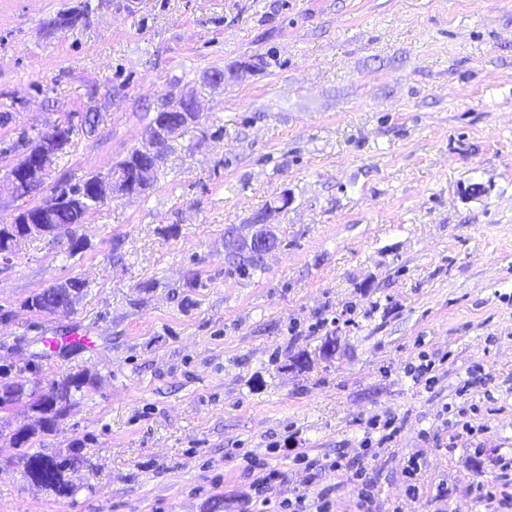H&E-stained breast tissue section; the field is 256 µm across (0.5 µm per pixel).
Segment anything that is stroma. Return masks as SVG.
I'll use <instances>...</instances> for the list:
<instances>
[{"label":"stroma","mask_w":512,"mask_h":512,"mask_svg":"<svg viewBox=\"0 0 512 512\" xmlns=\"http://www.w3.org/2000/svg\"><path fill=\"white\" fill-rule=\"evenodd\" d=\"M188 94L199 123L153 188L90 212L80 254L33 236L0 257V383L90 378L29 441L77 458L71 495L26 480L6 434L36 416L0 410V512H254L252 464L279 500L301 452L333 512H359L361 467L401 501L412 456L414 512H476L512 453V0H0V224L108 174ZM58 125L41 187L13 193L21 132ZM284 195L263 270L229 274ZM73 275V308L26 307ZM76 331L93 347L46 344ZM425 355L429 389L404 373ZM473 371L474 438L444 416ZM375 414L403 424L378 455Z\"/></svg>","instance_id":"obj_1"}]
</instances>
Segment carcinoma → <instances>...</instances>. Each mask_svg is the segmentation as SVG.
Listing matches in <instances>:
<instances>
[{"label":"carcinoma","mask_w":512,"mask_h":512,"mask_svg":"<svg viewBox=\"0 0 512 512\" xmlns=\"http://www.w3.org/2000/svg\"><path fill=\"white\" fill-rule=\"evenodd\" d=\"M156 121H176L181 127H186L184 122L182 104L178 102L168 103L166 111L158 112L154 116ZM102 179L97 174L89 177L82 185L63 190L48 200V205H38L27 209L24 214L33 219L46 216L48 223L43 225L44 235L58 238L72 232V227L83 223L85 217L96 208L101 200L94 192V185ZM30 236L29 227L26 224H3L0 226V253L6 254L13 251L15 243ZM277 238H272L268 245H250L242 247L238 252L227 256L225 263L228 271L241 278H248L255 271L262 268L265 254L275 248ZM61 301L59 289L56 286L45 288L26 300V306L39 313L50 314L54 307ZM90 382V377L85 374L68 375L60 380L50 383L46 392L36 390L24 395L14 391V385L5 384L0 388L5 393L0 394V409L10 406H21L38 415V428L44 433H51L57 429L60 417L70 405L74 393ZM23 466L30 462L40 464L44 473L50 479L49 488L60 494L67 495L71 486L65 478L67 470L75 465V459L68 457H54L41 452L24 451L21 454Z\"/></svg>","instance_id":"carcinoma-1"}]
</instances>
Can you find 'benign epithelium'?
I'll list each match as a JSON object with an SVG mask.
<instances>
[{"instance_id":"benign-epithelium-1","label":"benign epithelium","mask_w":512,"mask_h":512,"mask_svg":"<svg viewBox=\"0 0 512 512\" xmlns=\"http://www.w3.org/2000/svg\"><path fill=\"white\" fill-rule=\"evenodd\" d=\"M174 134V129L158 123L154 124L148 130L145 142L136 149L138 155L153 158V164L138 165L129 173H114L98 181L95 185L98 198L107 200L150 187L154 182L161 150ZM60 143V138L50 131L31 146L23 159L8 172L7 179L13 192L38 189L44 172L54 161Z\"/></svg>"}]
</instances>
